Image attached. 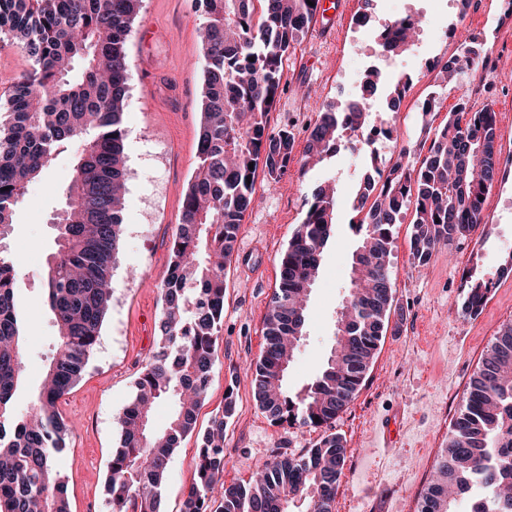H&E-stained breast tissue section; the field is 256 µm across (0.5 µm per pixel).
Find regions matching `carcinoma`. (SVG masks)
<instances>
[{
	"mask_svg": "<svg viewBox=\"0 0 512 512\" xmlns=\"http://www.w3.org/2000/svg\"><path fill=\"white\" fill-rule=\"evenodd\" d=\"M141 0H0V45L21 50L29 69L14 83L0 120V236L15 224L28 185L56 155L79 150L56 215L57 250L48 262L45 300L58 343L33 405L13 410L24 377V323L16 295L18 264L0 250V512H70L57 470L70 427L57 403L79 381L93 357L112 301V273L123 228L120 188L126 164V104L132 70L127 55ZM205 0L199 26L203 84L198 164L182 202V223L170 240L171 264L162 286L161 346L134 382L131 402L117 416L119 445L108 464L112 512H160L161 489L172 456L195 432L210 387L216 340L224 322V268L235 253L245 214L255 199L258 171L271 180L288 170L294 137L268 129L283 88V61L315 20L318 0ZM487 52L464 44L452 61L434 63L438 76H486ZM409 81L379 69L364 75L354 101L326 104L309 127L304 166L336 154L340 142L376 152L353 132L368 128L372 101L399 106ZM501 165L496 112H469L460 100L419 168L396 164L378 171L350 207L358 236L352 262L348 321L336 346L304 393L291 396L284 379L306 322L307 302L324 249L336 237L342 200L325 181L305 198L302 222L279 256V278L263 320L264 345L254 364V395L275 424L325 428L351 402L382 339L392 300L389 273L393 227L412 213V259L426 265L436 247L467 238L488 221L484 201ZM462 309L476 316L491 282L475 271L461 278ZM174 401L166 427H151L154 404ZM234 412L232 391L204 432L193 480L181 512H332L346 448L326 434L299 457L275 456L250 481L226 485L224 426ZM474 497L473 512H512V323L482 358L463 409L452 427L421 512H457Z\"/></svg>",
	"mask_w": 512,
	"mask_h": 512,
	"instance_id": "1",
	"label": "carcinoma"
}]
</instances>
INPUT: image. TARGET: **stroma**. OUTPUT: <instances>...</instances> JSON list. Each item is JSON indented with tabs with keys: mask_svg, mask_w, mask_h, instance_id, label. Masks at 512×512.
<instances>
[{
	"mask_svg": "<svg viewBox=\"0 0 512 512\" xmlns=\"http://www.w3.org/2000/svg\"><path fill=\"white\" fill-rule=\"evenodd\" d=\"M367 10V28L354 30L351 17ZM416 14L424 33L414 52L403 54L402 73L419 59L459 55L465 41L482 42L497 59L489 81L495 92L487 103L497 117L502 151L512 150V43H503L501 0H348V14L330 38L325 19H316L306 37L289 49L283 64L285 87L267 116L269 128H288L295 138L294 159L279 180L258 177L255 204L240 228L236 253L224 269V323L218 336L211 388L197 418L209 426L224 408L225 390H233L235 408L224 429L225 483L249 480L256 465L273 455L296 457L312 448L320 432L272 424L254 399L253 365L264 344L263 317L276 286L278 257L303 217V201L319 182L336 180L338 193L350 198L358 169L371 160L340 148L327 163L302 171L306 128L324 103L353 96L364 72L376 65L367 56L376 32L387 21ZM202 10L197 0H143L132 24L128 58L133 78L125 107L128 128L124 227L113 271L112 305L99 345L77 385L58 403L73 430L58 456V470L68 487L71 512H112L104 491L108 461L116 447V418L134 394L142 365L157 350L162 311L161 287L169 268V242L181 222V204L197 167L202 90V50L197 28ZM481 79L464 75L449 90L431 127L444 122L459 97L482 107L476 89ZM435 75L413 81L395 116L400 137L379 150L385 166H419L429 146L418 124V104L432 90ZM76 147H69L51 170L29 185L6 247L37 253L20 260L19 306L27 322L25 380L14 398V411L32 406L56 344V328L43 298L46 265L57 248L52 219L71 180ZM488 223L466 240L433 254L418 267L410 253V216L393 230L390 273L393 302L374 360L355 398L331 424L346 447V462L336 493L335 512H419L437 458L448 443L452 424L463 407L469 383L500 330L512 323V273L497 269L512 253V171L498 177L489 191ZM353 214L338 213L336 238L322 256L323 272L309 300L307 321L285 387L303 393L321 371L334 346L335 323L349 285L357 237ZM479 267L492 281L487 302L477 316L462 310L459 284L464 270ZM396 417L391 447L378 439V423ZM196 436L177 448L162 489L161 512H181L184 492L195 468Z\"/></svg>",
	"mask_w": 512,
	"mask_h": 512,
	"instance_id": "obj_1",
	"label": "stroma"
}]
</instances>
